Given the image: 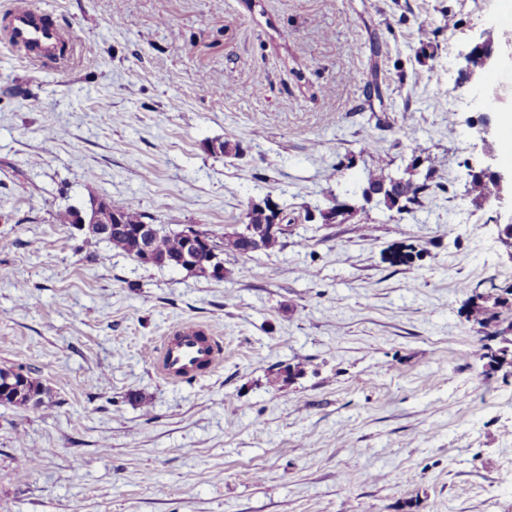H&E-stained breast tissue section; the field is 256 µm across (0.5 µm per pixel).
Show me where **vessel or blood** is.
I'll return each mask as SVG.
<instances>
[{"mask_svg":"<svg viewBox=\"0 0 512 512\" xmlns=\"http://www.w3.org/2000/svg\"><path fill=\"white\" fill-rule=\"evenodd\" d=\"M7 18L12 48L32 63H61L64 33L53 14L15 6ZM149 354L156 374L172 383L198 379L205 371L216 369L224 359V352L210 330L192 323L172 329Z\"/></svg>","mask_w":512,"mask_h":512,"instance_id":"b4317fda","label":"vessel or blood"}]
</instances>
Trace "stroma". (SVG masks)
<instances>
[{"mask_svg":"<svg viewBox=\"0 0 512 512\" xmlns=\"http://www.w3.org/2000/svg\"><path fill=\"white\" fill-rule=\"evenodd\" d=\"M16 1L0 0V366L50 397L0 405V512H512V377L488 373L464 312L512 282L498 207L466 193L480 95L512 110V59L494 83L459 57L504 51L512 0H24L74 38L62 67L6 47ZM226 139L238 151L212 154ZM382 163L415 166L421 205L351 197ZM93 193L165 232L222 237L265 198L288 227L203 278L60 222ZM338 203L349 215L323 223ZM184 321L224 362L172 384L142 352ZM477 52L482 53L483 63L481 54H478L477 56L474 57L475 53ZM461 55L464 61V66L461 69V71L470 80L474 77L481 76L483 73L487 71L494 69L498 64L499 58L498 53L495 52L494 48L488 41L474 43L472 46H470L467 52ZM473 66L476 68H474ZM480 66L481 68L478 69V67Z\"/></svg>","mask_w":512,"mask_h":512,"instance_id":"obj_1","label":"stroma"}]
</instances>
